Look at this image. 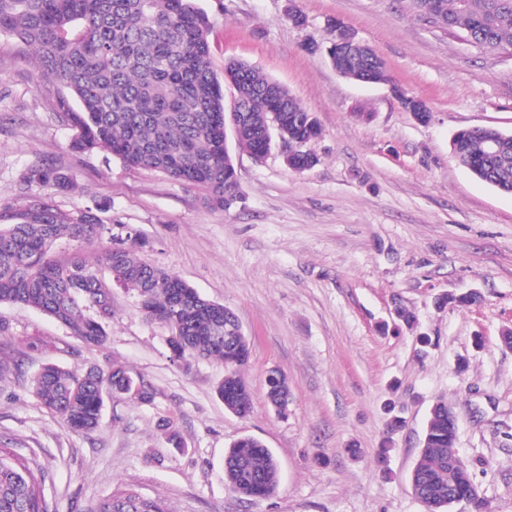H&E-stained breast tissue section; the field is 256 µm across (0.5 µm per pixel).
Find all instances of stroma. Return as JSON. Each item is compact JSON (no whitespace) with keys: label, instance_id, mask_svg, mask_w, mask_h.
I'll return each mask as SVG.
<instances>
[{"label":"stroma","instance_id":"35a3bbf8","mask_svg":"<svg viewBox=\"0 0 512 512\" xmlns=\"http://www.w3.org/2000/svg\"><path fill=\"white\" fill-rule=\"evenodd\" d=\"M198 4L213 71L241 60L287 87L317 118L318 164L295 171L276 145L259 161L233 151L240 197L221 210L201 187L104 152L73 153L55 81L2 33L0 208L29 201L31 169H63L77 189L53 192L58 209L88 206L113 230H134L150 264L233 310L250 341L241 375L251 412L225 410L222 363L199 359L188 372L174 364L169 328L116 285L101 346L30 307L0 305L9 326L0 451L42 469L48 512H87L132 487L168 512H425L410 475L441 399L456 413L455 449L487 512H512V350L500 341L512 329V195L449 151L465 128L512 133V51L479 52L409 0ZM292 6L303 26L289 21ZM336 21L385 61L387 82L336 72L327 53ZM404 94L427 104L429 122L402 106ZM470 292L478 303L440 302ZM398 307L413 326L397 321ZM112 362L144 379L152 397L108 399L89 435L65 429L29 389L46 364L81 374ZM274 368L289 379L284 415L265 399ZM242 436L277 459L270 497L245 498L224 480V452Z\"/></svg>","mask_w":512,"mask_h":512}]
</instances>
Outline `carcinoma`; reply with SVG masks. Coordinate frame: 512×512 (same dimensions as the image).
Returning a JSON list of instances; mask_svg holds the SVG:
<instances>
[{"instance_id":"obj_1","label":"carcinoma","mask_w":512,"mask_h":512,"mask_svg":"<svg viewBox=\"0 0 512 512\" xmlns=\"http://www.w3.org/2000/svg\"><path fill=\"white\" fill-rule=\"evenodd\" d=\"M411 2L421 16L450 25L448 33L473 34V46L483 52L512 48V0ZM207 30L208 16L196 0H0V33L32 46L39 67L61 87L57 102L74 131L73 151L100 150L130 167L163 172L206 189L207 204L222 208L235 167L230 153H221L225 82L211 68ZM330 59L345 78L387 80L384 61L368 46L357 56ZM224 70L238 75L232 111L247 118V148L267 152L274 122L298 147L291 166L315 156L309 145L320 128L308 123L310 112L301 103L286 93L275 95L279 83L245 62L230 61ZM450 150L477 178L512 193V134L493 127L460 130ZM25 183L40 193L22 208L0 211V304L32 307L83 343L101 346L108 339L116 283L136 295L146 318L170 328L172 358L181 366L188 369L198 358L233 361L217 393H229V409L248 415L252 396L240 368L248 361L249 341L224 346V305L143 260L145 243L130 234L114 264L111 228L89 208L66 213L53 205L51 192L73 189L61 169H33ZM62 238L75 243L67 256L55 251ZM95 242L103 247L90 260L82 247ZM30 389L66 429L85 435L99 426L106 398L122 391L141 401L151 398L149 388L118 363L82 375L48 364L31 378ZM455 442L448 412L435 411L411 489L427 512H448L451 499L469 512H486L485 500L472 494L468 464L457 465ZM224 478L248 498H266L277 488L278 464L259 440L245 436L227 450ZM0 512H48L34 469L1 455ZM89 512L168 510L159 499L123 490Z\"/></svg>"}]
</instances>
